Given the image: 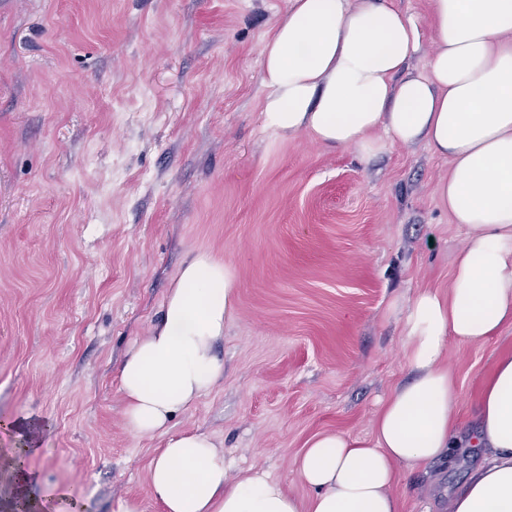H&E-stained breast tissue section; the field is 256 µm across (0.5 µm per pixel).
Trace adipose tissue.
Listing matches in <instances>:
<instances>
[{"instance_id":"obj_1","label":"adipose tissue","mask_w":512,"mask_h":512,"mask_svg":"<svg viewBox=\"0 0 512 512\" xmlns=\"http://www.w3.org/2000/svg\"><path fill=\"white\" fill-rule=\"evenodd\" d=\"M436 50L423 74L403 76L419 49L420 24L387 0H292L262 55L263 124L279 138L304 132L363 155L425 142L452 170L435 193L467 231L448 293L423 290L400 318L408 383L381 406L370 436L310 440L294 461L311 489L302 500L262 470L225 478L224 452L201 431L170 422L224 377L217 343L236 303L234 274L206 252L182 268L147 335L130 344L118 388L130 432L160 438L148 470L163 512H401L399 469L480 448L485 463L453 512H512V355L497 360L477 402L479 425L455 426L458 391L441 358L449 339L482 344L512 326V0H428ZM16 491L38 475L44 423L9 425Z\"/></svg>"}]
</instances>
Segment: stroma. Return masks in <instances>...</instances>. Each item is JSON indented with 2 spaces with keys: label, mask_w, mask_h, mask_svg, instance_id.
I'll use <instances>...</instances> for the list:
<instances>
[{
  "label": "stroma",
  "mask_w": 512,
  "mask_h": 512,
  "mask_svg": "<svg viewBox=\"0 0 512 512\" xmlns=\"http://www.w3.org/2000/svg\"><path fill=\"white\" fill-rule=\"evenodd\" d=\"M290 0H0V450L47 422L39 497L162 512L158 440L130 433L116 369L207 252L235 274L224 379L172 421L210 434L229 477L258 467L299 499L308 439L370 434L409 373L394 305L447 291L466 233L440 207L449 160L421 143L371 159L262 127L260 59ZM512 328L450 342L456 429ZM478 448L413 471L402 512H451Z\"/></svg>",
  "instance_id": "1"
}]
</instances>
